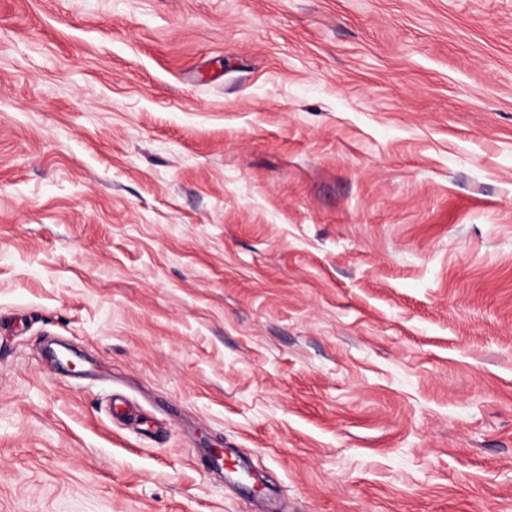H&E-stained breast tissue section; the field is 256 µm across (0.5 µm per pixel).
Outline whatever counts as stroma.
Wrapping results in <instances>:
<instances>
[{
	"label": "stroma",
	"mask_w": 512,
	"mask_h": 512,
	"mask_svg": "<svg viewBox=\"0 0 512 512\" xmlns=\"http://www.w3.org/2000/svg\"><path fill=\"white\" fill-rule=\"evenodd\" d=\"M259 500L512 512V0H0V512Z\"/></svg>",
	"instance_id": "1"
}]
</instances>
